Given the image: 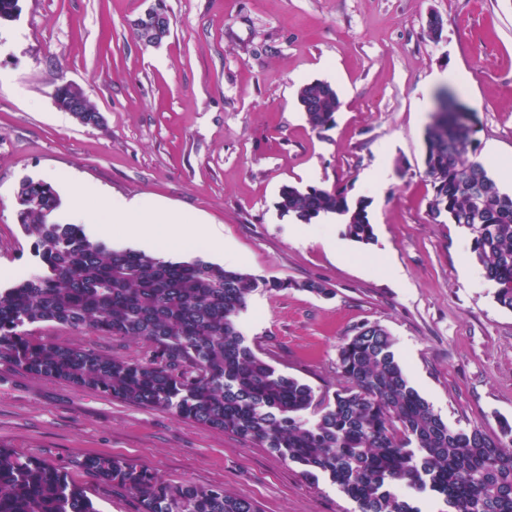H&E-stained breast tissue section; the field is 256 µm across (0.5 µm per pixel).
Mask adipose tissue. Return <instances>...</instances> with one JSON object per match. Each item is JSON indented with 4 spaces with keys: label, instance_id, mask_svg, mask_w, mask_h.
I'll list each match as a JSON object with an SVG mask.
<instances>
[{
    "label": "adipose tissue",
    "instance_id": "adipose-tissue-1",
    "mask_svg": "<svg viewBox=\"0 0 512 512\" xmlns=\"http://www.w3.org/2000/svg\"><path fill=\"white\" fill-rule=\"evenodd\" d=\"M88 197L97 199V207L85 205ZM68 215L76 223L88 226L111 220L124 225L128 237L153 245L163 237L170 241L182 239L186 224L179 213L161 212L158 205L140 198H116L92 185L80 186L72 194Z\"/></svg>",
    "mask_w": 512,
    "mask_h": 512
}]
</instances>
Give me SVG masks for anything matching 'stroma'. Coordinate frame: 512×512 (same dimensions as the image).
Listing matches in <instances>:
<instances>
[{
    "instance_id": "stroma-1",
    "label": "stroma",
    "mask_w": 512,
    "mask_h": 512,
    "mask_svg": "<svg viewBox=\"0 0 512 512\" xmlns=\"http://www.w3.org/2000/svg\"><path fill=\"white\" fill-rule=\"evenodd\" d=\"M153 0H20L0 24V288L39 261L17 190L52 181L61 204L79 183L180 212L224 237L241 271L289 280L249 297L238 323L280 373L331 399L344 380L339 344L363 323L393 341L411 385L450 426L500 436L512 421V310L501 307L472 235L436 223L424 133L438 95L478 117L476 156L500 191L512 162V0H166L172 25L146 47L132 23ZM440 15L439 39L427 21ZM336 88L335 126L312 130L296 97ZM103 115L81 124L58 108L61 81ZM385 168L371 188L367 176ZM344 188L363 199L371 243L329 220L301 230L277 209L283 186ZM317 281L331 298L299 287ZM41 341L145 360L146 342L53 323ZM0 448L64 471L101 512H138L124 490L78 465L125 458L167 482L221 486L260 512H357L328 477L306 481L270 449L71 383L0 367Z\"/></svg>"
}]
</instances>
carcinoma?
Returning a JSON list of instances; mask_svg holds the SVG:
<instances>
[{
  "mask_svg": "<svg viewBox=\"0 0 512 512\" xmlns=\"http://www.w3.org/2000/svg\"><path fill=\"white\" fill-rule=\"evenodd\" d=\"M297 99L310 127L331 129L341 103L325 80L306 82ZM475 115L453 105L428 125L424 165L434 219L466 227L495 299L512 310V194L472 159ZM19 222L34 239L41 271L0 288V365L62 380L116 400L172 409L202 426L260 444L301 468L324 475L358 512H422L393 491L407 483L443 499L446 512H512V451L478 429L455 430L413 388L393 340L365 323L339 347L345 386L310 423L313 388L279 373L247 343L236 317L250 294L289 287L327 296L322 283L266 279L202 258L171 261L114 250L78 224L52 219L60 200L45 181L17 191ZM300 224L333 219L350 239L369 244L374 229L363 200L343 190L285 186L277 203ZM57 323L102 336L141 340L146 361L30 337L25 327ZM80 467L136 499L139 512H258L222 487L169 483L132 461L86 455ZM0 512H99L82 489L49 463L0 448Z\"/></svg>",
  "mask_w": 512,
  "mask_h": 512,
  "instance_id": "1",
  "label": "carcinoma"
}]
</instances>
